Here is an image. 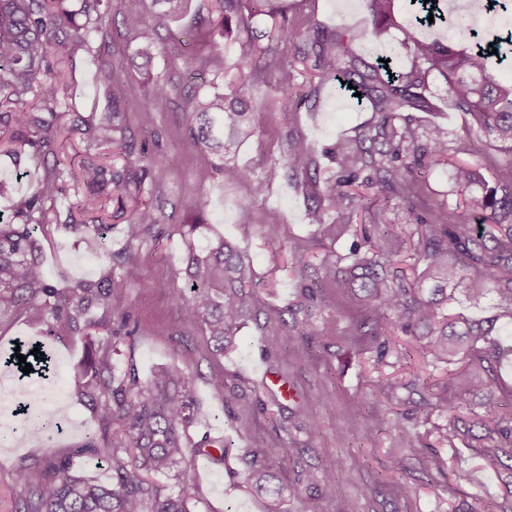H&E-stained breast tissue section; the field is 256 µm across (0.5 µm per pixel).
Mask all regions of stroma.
I'll return each instance as SVG.
<instances>
[{
	"instance_id": "stroma-1",
	"label": "stroma",
	"mask_w": 512,
	"mask_h": 512,
	"mask_svg": "<svg viewBox=\"0 0 512 512\" xmlns=\"http://www.w3.org/2000/svg\"><path fill=\"white\" fill-rule=\"evenodd\" d=\"M149 5L150 0H112L113 24L94 36L90 51L74 55L62 108L87 117L111 111L112 97L98 85L96 72L104 63L121 68L127 93L121 126L124 136L135 141L132 162L147 165L159 155L166 161L164 169L154 171L145 194L160 222L140 243L136 260L127 269L130 288L122 307L139 320L141 328L121 344L119 360L134 365L145 379L155 368L191 359L200 372L196 386L201 401L192 436L224 438L230 452L221 464L190 457L180 470L162 477V484L186 488L192 512H264L263 500L249 488L241 457L262 452L283 429L294 452L288 460L273 461L272 467L280 483L297 481L302 490L299 499L288 503V512H336L335 499L320 496L312 486L325 468L336 482L337 497L356 502L359 512H512V466L502 465L496 472L482 469L475 447L481 429L470 416H463L450 442L440 441L448 419L433 409L432 393L443 373L424 366L420 350L409 349L407 365L398 372L374 364L370 351L351 337L354 311L337 307L336 291L327 286L322 302L308 317L316 331L307 354L295 353L298 338L285 310L295 300L301 281L293 264L295 255H303L315 269L323 259L348 256L363 240L351 233L334 242L316 239L301 186L286 178L279 160L289 138L298 137L314 148L320 178L335 176L336 142L374 125L370 104L349 99L331 67L318 68L313 61L302 60L284 37L274 43L290 75L289 87L281 88L276 78L263 73L260 58L241 60L236 45L210 36L208 12L201 0H193L190 12L178 22L143 29L138 39H131L121 24L123 14ZM309 18L329 32L374 26L365 0H288L291 29H302ZM183 30L193 31L197 39L188 56L172 39ZM140 39L154 40L160 47L147 73L133 58ZM213 51L224 55L225 83H237L242 72L256 82L250 99L254 132L228 156L230 162L251 171L247 182L224 181L215 169V157L200 151L184 134L191 121L193 95L188 73L206 71V59ZM157 80L176 84L174 103L166 112L143 111L140 102ZM425 96L429 110H413L409 116L420 128L442 127L450 153L447 162L422 169L423 196L452 205L458 199L454 161L478 167L488 181L493 161L503 155L496 151L488 159L477 156V148L487 141L485 133L454 104L440 77L429 76ZM257 181L267 185L259 196L253 193ZM245 200L251 203L247 219L239 209ZM427 215L423 206L397 199L382 211L353 206L354 223L394 224L406 231ZM194 223L207 225L208 235L233 240L250 255L256 272L259 315L240 328L235 350L219 358L210 353L201 327L185 322L172 302L173 292L188 286L185 227ZM41 244L44 267L59 285L105 270L74 236L55 231ZM271 337L277 340L272 349L266 346ZM19 338L44 342L57 359L65 428L60 433L44 430L33 417L24 421L13 446H0V512H12L22 493L16 483V470L22 465L41 478L49 475L54 461L63 460L76 474L104 483L112 480L109 462L86 447L88 438L100 437L101 432L75 384V369L86 349L84 339L46 336L40 328L17 320L0 327V355ZM394 373L401 387L376 395L378 377ZM218 380L224 383L220 393L214 388ZM299 409L317 422L315 434L301 429L295 415ZM367 427L372 435H364ZM402 428L415 433L414 447L398 446L395 436ZM430 451L442 457L448 472L422 470L421 458ZM396 456L404 458L405 471L391 470Z\"/></svg>"
}]
</instances>
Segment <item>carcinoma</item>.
Returning a JSON list of instances; mask_svg holds the SVG:
<instances>
[{"mask_svg": "<svg viewBox=\"0 0 512 512\" xmlns=\"http://www.w3.org/2000/svg\"><path fill=\"white\" fill-rule=\"evenodd\" d=\"M252 3L243 14L242 4ZM165 6L158 14L128 13L122 23L129 32L154 21L176 20L188 11L191 0H153ZM209 13L217 14L216 27L229 39L234 29H251L254 17L285 18L284 0H207ZM376 26L373 30L324 32L315 20H306L305 38L294 43L296 53H310L336 64V76L352 84L359 100L372 104L378 120L375 134L336 143L340 175L323 182L317 177L314 150L300 140L288 139L282 167L299 179L306 190L315 233L322 240L334 241L353 228L346 222L329 223L324 212L343 213L354 196L345 190L356 172L371 167L378 174L383 201L398 198L415 203L421 184L415 171L425 159H448V140L438 127L420 142L416 127L402 116L413 109L428 107L424 92L427 77L435 71L444 78L448 94L463 111L470 113L483 128L490 142L512 153V81L502 82L492 72V60L503 61L501 50L512 45V33L495 45L499 53L480 45L473 33L465 43L426 42L423 29L447 20L444 0L409 3L404 17L396 15L395 0H368ZM111 0H0V151L13 159L16 171L27 160L40 159L43 168L30 176L29 190L12 193L7 178H0V197L9 199L7 217L0 216V323L15 318L39 326L47 336H86L90 338L82 372L87 381L82 395L94 411L109 446L103 449L112 463V482L102 483L71 472L59 461L52 474L34 481L27 468L17 471V484L24 495L13 512H191L185 488L175 491L154 480L185 462L188 456L210 448L217 460H225L230 447L203 438L193 441L190 434L197 422L200 402L195 375L176 364L160 367L146 380L135 368L123 369L117 362L121 330L114 328L115 313L128 293L127 276L118 272L134 263L136 246L160 223L156 210L146 203L137 205L124 225L127 246L120 255L107 250L112 225L106 222V204L115 201L124 208V199L139 197L151 171L112 162L87 160L75 163L64 150L62 136L77 134L87 148L118 146L127 153L132 144L116 137L115 118L122 81L120 70L112 65L98 68V82L112 90V111L84 117L72 113L70 123L61 122L64 113L58 98L60 73L51 68L52 54L71 55L76 47H86L91 36L110 25ZM391 29L398 31V43L412 51L417 64L408 71L388 73L380 62L361 73L350 52L354 42L370 43ZM263 68L288 84V72L279 55L270 52ZM211 90L194 96L192 121L186 129L194 144L220 160L219 172L226 181H250L248 169L228 162L225 156L252 134L248 93L242 82L224 92L218 83ZM176 86L158 81L144 99L149 112H166ZM410 153L400 166L392 160ZM457 192L467 195L478 184L473 167L454 165ZM85 194L60 209L57 202L66 184ZM478 201L482 216L474 224H458L454 212L442 224H422L417 237L398 232L387 224L383 244L352 255L345 266L325 261L316 281L301 285L302 307L317 298V288L331 284L341 294L371 310L361 326L368 327L377 361L392 356L399 365L406 349L388 336L397 327L409 336L408 343L422 348L434 362L452 366L447 378L437 383L436 409L458 420V413L472 414L483 426L480 437L485 452L483 467L497 470L501 453L512 449V410L481 414L475 397L492 390L498 368L512 356V346L504 347L501 327L512 324V158L498 164L496 185L482 186ZM55 225L79 234L91 257L109 263L97 278H86L66 288L59 286L45 271L39 257L37 233ZM411 253L414 266L421 268L409 282L394 268L393 257ZM189 290H179L172 301L184 321L203 326L218 356L236 347V333L256 316V288L250 258L233 241L222 236H203L200 247H190ZM469 283L467 297L476 308L487 295L493 296L496 313L472 319L455 312V290ZM294 452L288 441H272L261 455L245 460L248 479L267 503L266 512H286L283 505L298 496L294 485L277 483L270 461L286 460ZM320 493L336 499V512H357L355 504L336 498V484L326 483Z\"/></svg>", "mask_w": 512, "mask_h": 512, "instance_id": "1", "label": "carcinoma"}]
</instances>
